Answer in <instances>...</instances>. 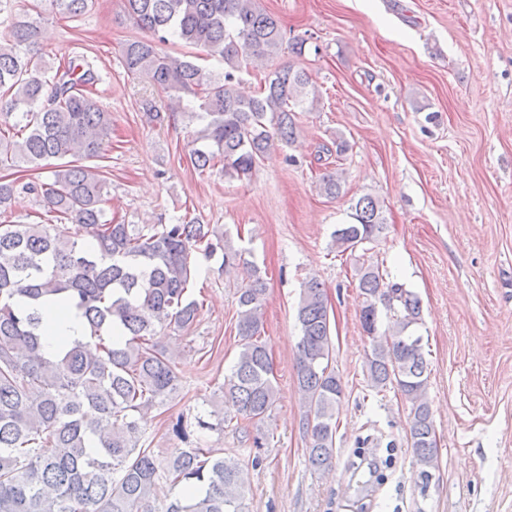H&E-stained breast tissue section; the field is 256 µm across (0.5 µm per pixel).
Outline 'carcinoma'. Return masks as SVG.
Segmentation results:
<instances>
[{
	"label": "carcinoma",
	"mask_w": 512,
	"mask_h": 512,
	"mask_svg": "<svg viewBox=\"0 0 512 512\" xmlns=\"http://www.w3.org/2000/svg\"><path fill=\"white\" fill-rule=\"evenodd\" d=\"M53 11L79 15L92 0H37ZM124 12L146 33L127 42L126 72L173 95L193 98L187 116L204 122L189 158L201 171L221 167L249 178L266 151L297 137L294 111L319 102L307 73L290 64L269 72L254 94L241 91V72L282 50L279 21L257 0H123ZM37 27L13 18L0 32V168H33L47 181L0 179V209L23 192L44 200L47 212L79 225L71 238L51 224H0V512H246L239 462L215 448H176L162 462L142 423L173 399L180 381L165 350L153 342L172 325L188 328L200 303L191 297V257L222 254L229 271L242 258L229 236L207 224H119L106 218L105 180L90 160L104 158L112 116L83 86L96 81L85 58L71 56L48 76L37 46ZM171 38L224 63L216 78L197 62L159 52ZM320 193L343 195L341 180L324 173ZM353 223L336 230L345 252L379 240L386 218L378 201L363 195L351 205ZM360 320L371 339L366 357L370 387H397L411 404V447L428 480L438 458L428 385L421 300L405 284L386 278L372 262L358 270ZM238 293L240 350L221 386L240 418L259 426L274 406L271 355L261 337L267 284L253 268ZM66 301L84 319L89 336L44 352L40 302ZM389 325L378 330L379 308ZM297 384L306 411L310 464L320 469L336 451V404L343 388L331 368L328 302L315 278L303 282L297 306ZM215 422H210V419ZM216 410L194 424L178 417L173 436L186 442L191 428L224 429ZM182 488L161 510L157 481Z\"/></svg>",
	"instance_id": "1"
}]
</instances>
